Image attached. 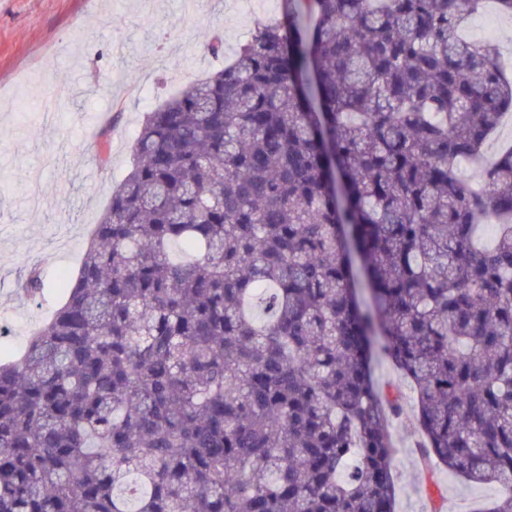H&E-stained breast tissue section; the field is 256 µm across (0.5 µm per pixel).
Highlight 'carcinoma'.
<instances>
[{
  "mask_svg": "<svg viewBox=\"0 0 512 512\" xmlns=\"http://www.w3.org/2000/svg\"><path fill=\"white\" fill-rule=\"evenodd\" d=\"M282 2L147 113L64 302L0 362V512H396L379 357L424 469L512 512V145L483 189L459 169L512 112L462 34L484 0Z\"/></svg>",
  "mask_w": 512,
  "mask_h": 512,
  "instance_id": "1",
  "label": "carcinoma"
}]
</instances>
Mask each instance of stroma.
<instances>
[{"mask_svg":"<svg viewBox=\"0 0 512 512\" xmlns=\"http://www.w3.org/2000/svg\"><path fill=\"white\" fill-rule=\"evenodd\" d=\"M280 0H0V359L23 350L61 303L62 273L76 270L94 224L131 169L147 112L169 94L232 59L257 19ZM224 41L204 52L200 34ZM467 37L512 61V16L495 0L470 20ZM111 120L107 140L87 141L86 124ZM70 221L60 226V212ZM40 265L46 290L28 297L20 280ZM376 382L397 392L393 418L396 512H470L496 497L445 470L424 473L407 381L387 361Z\"/></svg>","mask_w":512,"mask_h":512,"instance_id":"stroma-1","label":"stroma"}]
</instances>
